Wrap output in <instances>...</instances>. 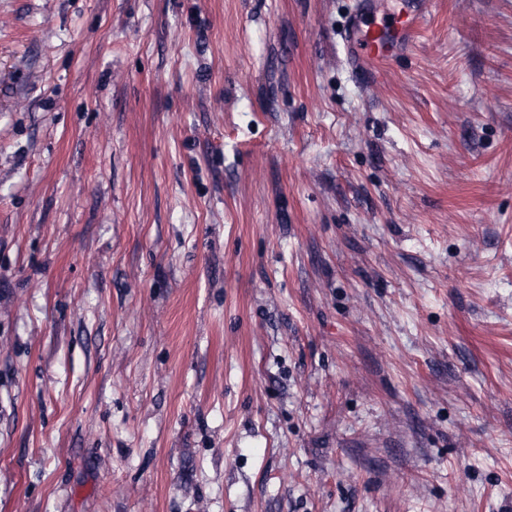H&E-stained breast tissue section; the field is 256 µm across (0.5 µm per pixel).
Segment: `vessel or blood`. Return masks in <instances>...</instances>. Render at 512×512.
I'll use <instances>...</instances> for the list:
<instances>
[{"label":"vessel or blood","mask_w":512,"mask_h":512,"mask_svg":"<svg viewBox=\"0 0 512 512\" xmlns=\"http://www.w3.org/2000/svg\"><path fill=\"white\" fill-rule=\"evenodd\" d=\"M430 0H411L404 11L381 24H366L361 18L352 22L355 55L379 68L412 43L414 34L422 27Z\"/></svg>","instance_id":"vessel-or-blood-1"}]
</instances>
